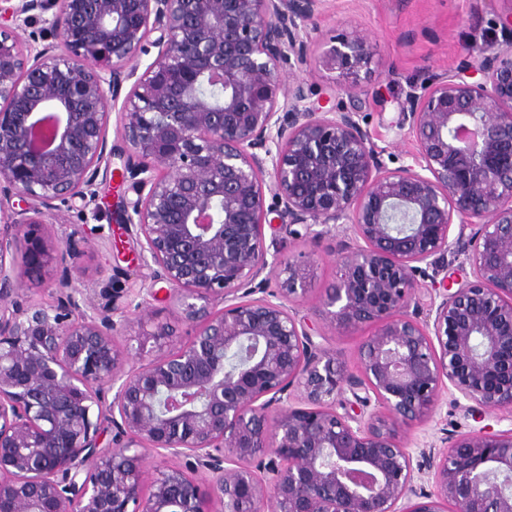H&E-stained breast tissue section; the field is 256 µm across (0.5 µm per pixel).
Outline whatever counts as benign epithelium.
I'll list each match as a JSON object with an SVG mask.
<instances>
[{
    "instance_id": "1",
    "label": "benign epithelium",
    "mask_w": 512,
    "mask_h": 512,
    "mask_svg": "<svg viewBox=\"0 0 512 512\" xmlns=\"http://www.w3.org/2000/svg\"><path fill=\"white\" fill-rule=\"evenodd\" d=\"M318 4L0 0V198L19 206L0 210V512H512V428L455 432L425 471L405 440L446 393L512 414V13L456 68L397 75L415 155L391 168L361 125L367 36L319 55L331 107L283 91ZM34 23L40 47L19 33ZM116 152L169 321L114 273L88 305L58 235L65 211L96 218ZM270 214L314 247L344 229L309 315L285 304L309 267L266 245ZM454 264L472 278L440 277ZM32 275L56 304L23 298ZM312 316L371 328L358 374Z\"/></svg>"
}]
</instances>
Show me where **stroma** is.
I'll use <instances>...</instances> for the list:
<instances>
[{
	"label": "stroma",
	"mask_w": 512,
	"mask_h": 512,
	"mask_svg": "<svg viewBox=\"0 0 512 512\" xmlns=\"http://www.w3.org/2000/svg\"><path fill=\"white\" fill-rule=\"evenodd\" d=\"M512 9V0H321V15L316 28L303 35L307 53L296 63L294 77L303 80L314 96L333 95V73L318 63L324 44L352 31L370 39L376 64L365 85L364 125L374 142L385 149L390 167L410 163L414 145L400 131L399 89L392 73L422 74L424 67L437 71L455 68L473 40L492 41L501 35L499 19ZM131 191L116 193L112 184L100 185L96 197L97 217L83 223L78 210L66 212L59 227L62 237L90 226L91 232L82 242L84 252L79 282L88 302H95V282L100 269L116 273V285L129 298L135 299L143 289L157 293L151 302L154 316L161 321L171 316L165 282L155 280L152 269L138 266L134 258L139 242L116 222L119 201L135 200ZM337 238L326 239L319 250H311L303 240L292 241L291 257H311L308 288L310 298L298 303L300 313H307L311 298L322 294L335 282L339 272L336 256ZM476 422L454 400L444 401L433 420L415 429L411 438L420 451L414 454L415 464L424 466L428 460L423 449H443L450 431H465Z\"/></svg>",
	"instance_id": "35a3bbf8"
}]
</instances>
